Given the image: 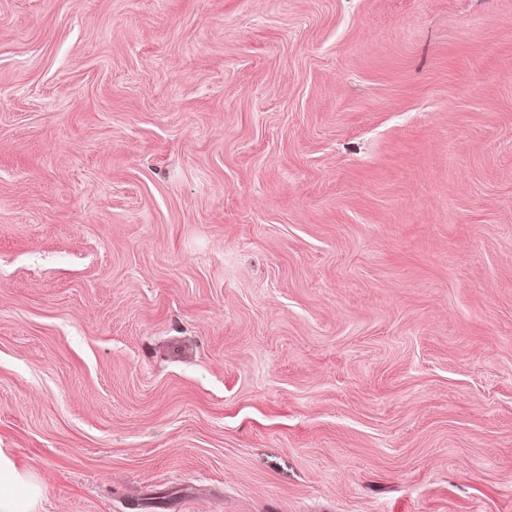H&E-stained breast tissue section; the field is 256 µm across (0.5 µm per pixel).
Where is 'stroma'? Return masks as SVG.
<instances>
[{
	"label": "stroma",
	"instance_id": "obj_1",
	"mask_svg": "<svg viewBox=\"0 0 512 512\" xmlns=\"http://www.w3.org/2000/svg\"><path fill=\"white\" fill-rule=\"evenodd\" d=\"M0 448L32 512H512V0H0Z\"/></svg>",
	"mask_w": 512,
	"mask_h": 512
}]
</instances>
